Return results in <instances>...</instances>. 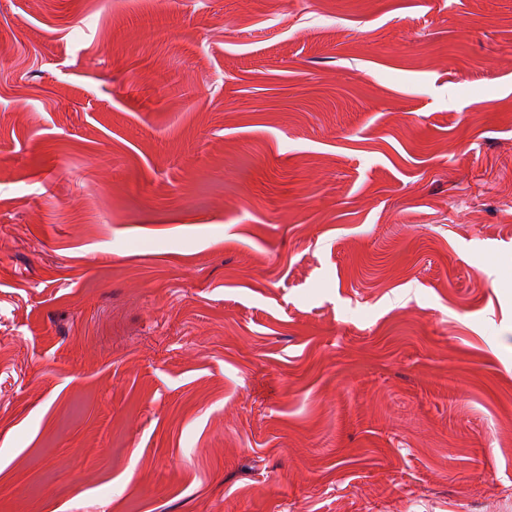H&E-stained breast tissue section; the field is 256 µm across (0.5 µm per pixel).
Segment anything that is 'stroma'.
Here are the masks:
<instances>
[{
    "instance_id": "obj_1",
    "label": "stroma",
    "mask_w": 512,
    "mask_h": 512,
    "mask_svg": "<svg viewBox=\"0 0 512 512\" xmlns=\"http://www.w3.org/2000/svg\"><path fill=\"white\" fill-rule=\"evenodd\" d=\"M0 512H512V0H0Z\"/></svg>"
}]
</instances>
